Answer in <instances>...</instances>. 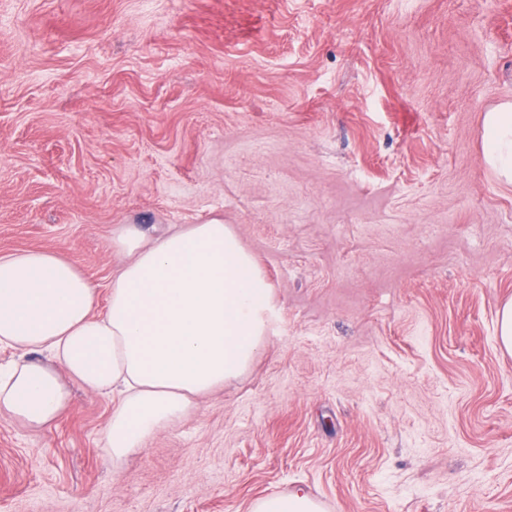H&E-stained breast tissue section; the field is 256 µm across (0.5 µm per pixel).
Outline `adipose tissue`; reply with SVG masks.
<instances>
[{
    "label": "adipose tissue",
    "mask_w": 512,
    "mask_h": 512,
    "mask_svg": "<svg viewBox=\"0 0 512 512\" xmlns=\"http://www.w3.org/2000/svg\"><path fill=\"white\" fill-rule=\"evenodd\" d=\"M486 164L512 184V103L486 112ZM108 294L78 264L30 249L0 255V418L34 429L67 411L69 383L112 402L113 462L187 416L251 363L274 314L272 287L238 235L216 221L146 240L126 228Z\"/></svg>",
    "instance_id": "1"
}]
</instances>
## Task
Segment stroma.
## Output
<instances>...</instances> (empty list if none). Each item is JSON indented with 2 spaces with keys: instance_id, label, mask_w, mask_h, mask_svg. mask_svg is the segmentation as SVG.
<instances>
[{
  "instance_id": "stroma-1",
  "label": "stroma",
  "mask_w": 512,
  "mask_h": 512,
  "mask_svg": "<svg viewBox=\"0 0 512 512\" xmlns=\"http://www.w3.org/2000/svg\"><path fill=\"white\" fill-rule=\"evenodd\" d=\"M512 0H0V254L106 288L113 235L229 224L248 370L112 463L109 400L0 419V512H512ZM484 132L485 163L502 181L512 184V103L501 104L485 113ZM253 512H322L321 506L303 488L288 491V494H272L259 499Z\"/></svg>"
}]
</instances>
